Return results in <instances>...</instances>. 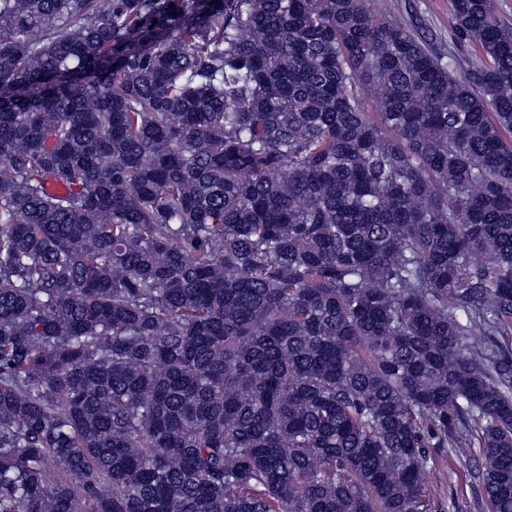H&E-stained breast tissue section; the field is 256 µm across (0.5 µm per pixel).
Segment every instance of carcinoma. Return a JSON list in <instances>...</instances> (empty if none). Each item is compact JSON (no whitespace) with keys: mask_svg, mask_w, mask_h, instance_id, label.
I'll return each instance as SVG.
<instances>
[{"mask_svg":"<svg viewBox=\"0 0 512 512\" xmlns=\"http://www.w3.org/2000/svg\"><path fill=\"white\" fill-rule=\"evenodd\" d=\"M377 0H0V512H512V32ZM370 99L375 111L368 112ZM379 4L396 8V14L407 23L421 26L433 38L434 47L467 59L466 47L459 46L452 36L450 0H381ZM429 451L436 458L440 472L438 481L431 487L433 512H488L485 506L477 503L469 464L449 457L437 448Z\"/></svg>","mask_w":512,"mask_h":512,"instance_id":"cac0c4a2","label":"carcinoma"}]
</instances>
